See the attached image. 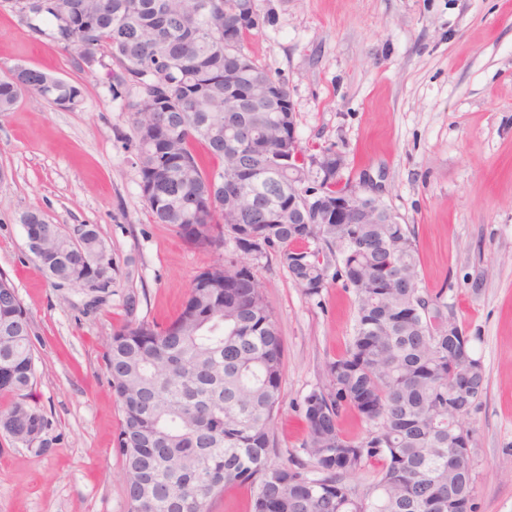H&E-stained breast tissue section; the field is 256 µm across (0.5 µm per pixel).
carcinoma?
Wrapping results in <instances>:
<instances>
[{"label":"carcinoma","instance_id":"1","mask_svg":"<svg viewBox=\"0 0 512 512\" xmlns=\"http://www.w3.org/2000/svg\"><path fill=\"white\" fill-rule=\"evenodd\" d=\"M274 21L255 0H48L26 17L90 65L105 51L116 65L112 94L128 97L142 198L153 222L208 246L229 238L253 259L275 253L292 282L317 296L329 281L353 289L356 318L345 353L328 362V387L303 400L305 451L317 475L270 459L271 424L281 391L284 346L253 267L215 264L196 275L180 314L158 327L130 322L113 333L105 367L120 403L117 444L126 472L129 512H210L232 482L251 491L252 512H448V495L472 497L470 458L448 453L454 427L479 405L486 371L460 326L448 335V303L423 293L413 235L406 224H338L336 213L305 212L288 223L300 195L288 172L306 174L336 195L334 153L302 146L288 157L295 126L288 89L245 51L254 31ZM240 58L248 62L237 69ZM256 78L276 87L283 111L226 112ZM156 96L145 115L134 83ZM24 85L37 101L79 108L83 87L18 66L0 78V114ZM247 123L251 143L231 141ZM220 161L204 170L191 149ZM282 165L262 182L248 173ZM26 239L41 244L42 270L59 284L100 292L112 283V258L97 229H64L28 210ZM13 285L0 277V432L41 436L48 420L27 403L35 378L30 320ZM356 411L369 425L358 442L339 419ZM383 464L371 493L358 496L345 478L368 461Z\"/></svg>","mask_w":512,"mask_h":512}]
</instances>
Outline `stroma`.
Wrapping results in <instances>:
<instances>
[{
	"label": "stroma",
	"mask_w": 512,
	"mask_h": 512,
	"mask_svg": "<svg viewBox=\"0 0 512 512\" xmlns=\"http://www.w3.org/2000/svg\"><path fill=\"white\" fill-rule=\"evenodd\" d=\"M255 3L274 21L246 49L286 84L302 146L333 147L345 173L371 174L415 238L424 293L443 294L474 337L487 389L467 420L472 512H512V0ZM18 64L81 84L84 100L70 112L25 94L0 115V276L30 317L28 402L48 421L30 445L0 433V512H128L107 345L128 321L173 320L233 244L196 246L153 223L109 57L76 67L0 0V76ZM32 209L98 227L110 288L95 297L48 278L18 221ZM254 267L285 348L271 458L310 471L301 403L345 352L355 295L332 281L308 297L272 254Z\"/></svg>",
	"instance_id": "35a3bbf8"
}]
</instances>
